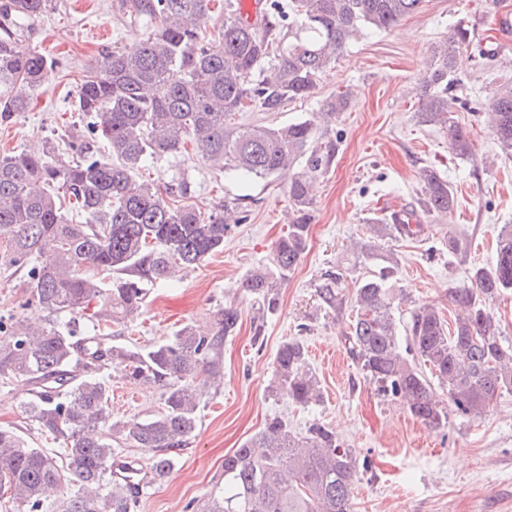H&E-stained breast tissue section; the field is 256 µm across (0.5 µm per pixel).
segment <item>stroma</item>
<instances>
[{
    "instance_id": "1",
    "label": "stroma",
    "mask_w": 512,
    "mask_h": 512,
    "mask_svg": "<svg viewBox=\"0 0 512 512\" xmlns=\"http://www.w3.org/2000/svg\"><path fill=\"white\" fill-rule=\"evenodd\" d=\"M460 22L473 41L457 57V94L491 97L512 82V0H423L417 13L392 29L354 36L318 76L309 98L275 114H237L241 124H284L311 117L342 91L351 93L334 127L336 157L316 182L308 247L281 283L277 309L265 317L257 316L242 282L268 265L286 229L287 176L247 183L195 155L165 158L137 172V179L152 183L181 172L192 185V205L207 213L235 200L244 220L225 235L223 249L197 267L148 284L138 319L112 328L113 343L146 347L187 324L210 328L213 311L226 304L240 312L236 334L223 344L220 389L205 394L194 434L184 447L171 449L170 472L146 489L131 512H202L224 483L225 454L275 416L300 434L321 423L352 449L358 462L354 512H512V393L479 417L452 412L444 426L424 425L399 401L379 394L346 350L354 276L345 280L340 309L326 308L317 292L324 273L352 266L354 244L367 238L369 224L392 210L419 209L418 173L425 167L448 179L455 207L447 223L426 224L417 238L381 241L398 259V285L407 294L402 308L431 304L453 320L451 292L469 286L470 268L493 262L498 233L512 224V156L500 151L492 130L474 113L455 111L471 130L474 152L467 159L449 152L446 130L416 119L427 55ZM148 33L145 22L131 21L129 0H52L45 15L22 21L15 48L45 54L56 64L32 92L28 111L0 124V152L57 143L73 128H86L90 114L71 107L79 78L104 52L131 50ZM452 234L461 240L454 253L446 245ZM29 298L26 274L0 269V317L51 323V315ZM289 339L305 345L321 382L320 401L305 408L268 391L275 354ZM95 376L109 391L114 421L142 420L164 409L156 385L131 383L109 364ZM33 391L0 378V425L14 428L31 447L58 453L59 443L41 435L28 415Z\"/></svg>"
}]
</instances>
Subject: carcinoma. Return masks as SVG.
Returning <instances> with one entry per match:
<instances>
[{"label": "carcinoma", "instance_id": "obj_1", "mask_svg": "<svg viewBox=\"0 0 512 512\" xmlns=\"http://www.w3.org/2000/svg\"><path fill=\"white\" fill-rule=\"evenodd\" d=\"M51 0H6L0 5V119L28 107L29 92L55 64L39 52L13 50V16L36 19ZM212 0H132L131 13L153 25L135 50L105 52L80 79L75 108L95 116L87 133L71 136L65 160L45 143L42 151L0 155V268L25 269L33 300L64 322L29 330L0 320V378L36 385L30 414L37 428L62 442L58 454L32 448L14 430L0 427V487L24 512H41L46 489L65 486L64 512H129L123 486L105 496L100 483L112 460V436L138 448L158 449L151 469L163 476L197 428L198 409L221 369L223 342L238 327L232 304L216 309L213 331L186 325L172 339L145 349L109 345L112 324L140 314L146 282L164 281L176 265H199L224 247L239 222L229 207L205 214L186 200L180 178L147 184L135 172L164 156L195 153L243 178L268 179L288 171L292 206L288 229L275 244L270 266L251 272L244 291L267 310L278 305V283L304 253L314 208L312 182L331 166L336 141L317 117L280 125L237 124L232 116L257 109L279 112L306 99L318 74L364 28L385 31L417 12L423 0H265L255 19L240 0H224V24L207 37ZM471 43L459 23L431 48L429 80L420 93V122L448 131L452 153L471 154L470 131L452 111L451 73L456 53ZM350 96L329 99L321 116L331 121ZM482 115L502 151L512 154V85L485 103ZM324 138L323 147L314 146ZM421 211L447 219L455 197L432 168L420 171ZM421 220L404 210L370 225L356 262L374 266L357 279L356 317L346 344L361 370L385 396L401 399L411 416L440 427L448 411L480 415L500 394L512 392V346L502 339L487 302L512 291V226L504 225L492 264L469 271L471 286L457 288L453 328L437 308L419 304L403 321L394 312L398 261L376 244L413 239ZM342 269L319 285L325 305H342ZM99 310L88 313L93 301ZM96 327L84 335L81 319ZM109 361L135 381L163 390L164 411L146 420L112 422L109 394L91 377ZM446 391L448 401L437 389ZM272 395L299 407L319 401V380L298 340L276 352ZM356 465L351 449L316 424L297 437L288 422L266 421L262 431L224 456V488L205 512H353Z\"/></svg>", "mask_w": 512, "mask_h": 512}]
</instances>
